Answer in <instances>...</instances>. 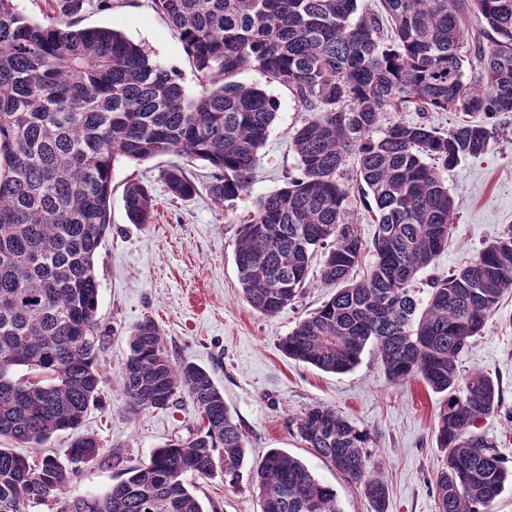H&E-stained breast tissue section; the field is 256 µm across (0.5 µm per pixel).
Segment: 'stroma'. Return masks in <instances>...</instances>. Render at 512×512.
<instances>
[{
    "label": "stroma",
    "instance_id": "35a3bbf8",
    "mask_svg": "<svg viewBox=\"0 0 512 512\" xmlns=\"http://www.w3.org/2000/svg\"><path fill=\"white\" fill-rule=\"evenodd\" d=\"M89 2L83 26L122 31L153 60L177 70L189 93L199 92L201 78L194 63L153 0ZM238 80L266 90L279 109L258 153L254 181L233 206L212 201L207 191L211 169L202 161L187 166L197 185L188 201L174 197L160 177L161 170L177 162V155L126 162L114 172L112 224L95 256L100 282L97 317L106 330L98 356L106 381L81 427L82 433L99 440L101 450L96 460L80 465L70 477L66 493L73 498L105 493L121 472L148 463L164 442L189 438L201 423L197 407L182 394L163 410L135 415L126 410L120 366L130 331L150 319L159 326L172 359L205 368L223 389L225 403L247 433V466H254L270 449L283 450L335 488L342 512H372L360 488L313 455L297 433L296 423L306 410L328 405L366 434L371 462L389 488L387 512H437L433 476L444 452L437 446L435 426L443 395L418 379L391 384L370 349L343 374L326 373L283 355L281 340L336 291L322 280L320 262L310 268L308 288L275 315L256 312L242 298L234 264L239 229L249 221L259 197L297 175L291 136L311 115L300 109L287 87L268 82L259 71H245ZM497 123L498 134L487 153L464 157L444 174L456 215L447 249L417 275V290L474 262L489 240L512 229V113L500 116ZM356 166V155H347V208L369 240L376 226L369 199L353 178ZM131 181L148 186L155 203L153 223L129 222L123 191ZM459 368L497 380L500 406L483 417L475 431L494 443L503 466L512 470V290L489 313L480 335L470 339ZM186 482L218 512H262L249 476H242L235 488L226 487L219 476L202 479L190 474Z\"/></svg>",
    "mask_w": 512,
    "mask_h": 512
}]
</instances>
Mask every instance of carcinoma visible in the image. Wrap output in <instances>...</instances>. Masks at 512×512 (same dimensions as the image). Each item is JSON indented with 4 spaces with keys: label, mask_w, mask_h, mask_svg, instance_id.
I'll list each match as a JSON object with an SVG mask.
<instances>
[{
    "label": "carcinoma",
    "mask_w": 512,
    "mask_h": 512,
    "mask_svg": "<svg viewBox=\"0 0 512 512\" xmlns=\"http://www.w3.org/2000/svg\"><path fill=\"white\" fill-rule=\"evenodd\" d=\"M58 2L59 19L44 23L0 0V438L31 444L69 431V462L98 457V439L79 427L104 380L95 254L110 226L115 167L176 153L212 168L216 204L238 199L278 111L264 89L236 80L258 70L314 117L292 137L300 174L260 197L241 227L235 265L244 300L277 314L323 255L322 280L342 288L282 339L283 353L346 373L370 346L390 383L420 379L445 395L435 428L445 452L434 478L438 512H490L512 471L470 428L498 409L499 385L481 372L462 376L458 358L512 289V230L472 265L432 282L427 297L411 284L448 246L455 208L444 172L487 152L496 120L512 112V0H381V17L356 16L357 0H154L200 74L195 96L121 32L79 26L87 0ZM469 10L492 36L471 54L481 74L468 83ZM389 108L477 112L484 121L446 132L383 127ZM351 151L356 181L375 203L370 242L345 217L339 176ZM161 178L181 200L197 193L179 164ZM123 201L130 223L153 222L147 186L127 183ZM367 252L374 262L356 281ZM20 368L29 376H15ZM120 377L131 411L166 409L185 394L204 424L155 449L103 495L71 498L58 458L31 463L0 447V512H30L50 499L56 512H207L187 474L219 472L237 486L245 431L209 372L170 358L152 320L130 331ZM297 432L362 487L373 512H387L389 488L371 465L366 434L326 405L308 409ZM251 483L262 512H342L336 490L279 449L256 465Z\"/></svg>",
    "instance_id": "1"
}]
</instances>
